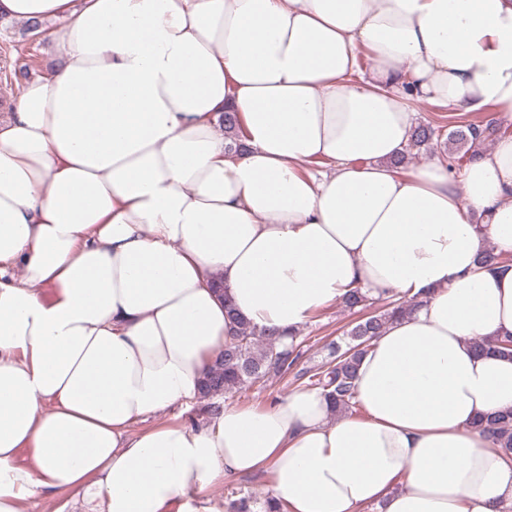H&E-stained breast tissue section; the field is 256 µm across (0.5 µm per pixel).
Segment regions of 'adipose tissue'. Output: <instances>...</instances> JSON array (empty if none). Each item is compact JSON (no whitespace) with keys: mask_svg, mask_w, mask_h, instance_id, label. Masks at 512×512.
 Returning a JSON list of instances; mask_svg holds the SVG:
<instances>
[{"mask_svg":"<svg viewBox=\"0 0 512 512\" xmlns=\"http://www.w3.org/2000/svg\"><path fill=\"white\" fill-rule=\"evenodd\" d=\"M0 18L61 51L0 121V512L59 490L73 512H223L190 499L256 473L286 512L512 507V457L475 426L512 408V358L474 345L512 334V267L479 263L512 253V136L459 173L394 165L413 103L512 117V0H0ZM221 286L286 335L355 287L423 303L361 358V415L294 389L149 425L200 399L233 336Z\"/></svg>","mask_w":512,"mask_h":512,"instance_id":"obj_1","label":"adipose tissue"}]
</instances>
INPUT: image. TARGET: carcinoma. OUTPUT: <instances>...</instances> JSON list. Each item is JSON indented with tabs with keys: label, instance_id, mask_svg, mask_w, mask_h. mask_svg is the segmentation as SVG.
I'll return each mask as SVG.
<instances>
[{
	"label": "carcinoma",
	"instance_id": "cac0c4a2",
	"mask_svg": "<svg viewBox=\"0 0 512 512\" xmlns=\"http://www.w3.org/2000/svg\"><path fill=\"white\" fill-rule=\"evenodd\" d=\"M438 128L431 123L413 127L408 140V150H420L432 144ZM500 132L498 127H486L479 122H470L464 129L448 133V162L460 171L475 155L482 141ZM480 264L490 267L508 266V258L489 248L481 253ZM229 317L237 325V333L224 344V353L210 368L204 382L202 396H231L251 384L263 381L269 375L293 374L296 382L306 387L320 389L338 412L358 410L355 402V378L358 362L371 341L382 334L394 319L410 312L419 304L418 298H400L386 305L379 312H369L368 296L359 288H351L343 299L350 309H359L362 315L346 332L344 343L328 344L330 360L323 366L305 371L296 370L301 357L300 344L280 347L276 337L258 331L234 312L229 297H224ZM475 347L493 348V351L512 357V337L496 340H478ZM477 426L482 429L507 456H512V410L479 417Z\"/></svg>",
	"mask_w": 512,
	"mask_h": 512
}]
</instances>
